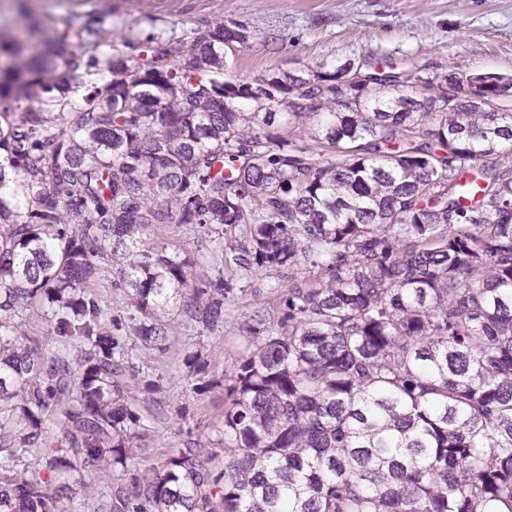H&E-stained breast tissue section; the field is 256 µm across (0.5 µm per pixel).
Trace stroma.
Masks as SVG:
<instances>
[{"label":"stroma","mask_w":512,"mask_h":512,"mask_svg":"<svg viewBox=\"0 0 512 512\" xmlns=\"http://www.w3.org/2000/svg\"><path fill=\"white\" fill-rule=\"evenodd\" d=\"M97 17L116 36L130 29L145 35L199 18L245 24L254 39L248 48L226 56L229 74L244 81L271 71L305 74L362 56L389 57L422 75H512V0H0V32L15 37L24 36L33 18L54 30L68 20ZM150 238L193 255L202 277H214L224 265L208 238L188 226L156 224ZM117 281L105 264L91 285L105 310L102 327L107 331L130 311L129 291ZM260 303L273 312L278 298L256 279L230 295L222 328L199 331L172 314L166 319V351L136 350L137 374L125 382L146 425L136 450L139 468L159 466L170 448L190 446L214 454L216 469H223L219 430L230 371L251 341L245 324ZM21 328L39 341L45 357L62 354L73 361L82 355L78 343L59 345L41 312L28 313ZM193 352L201 356L197 371L184 364ZM147 378L158 381L159 391L144 388Z\"/></svg>","instance_id":"1"}]
</instances>
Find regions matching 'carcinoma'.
<instances>
[{
  "instance_id": "cac0c4a2",
  "label": "carcinoma",
  "mask_w": 512,
  "mask_h": 512,
  "mask_svg": "<svg viewBox=\"0 0 512 512\" xmlns=\"http://www.w3.org/2000/svg\"><path fill=\"white\" fill-rule=\"evenodd\" d=\"M252 38L70 21L0 46V512H67L85 472L136 467L124 336L165 350L173 308L224 326L229 284L155 224L266 279L278 317L246 323L224 469L173 448L73 512H512V76L359 59L232 82L224 49ZM105 259L131 297L115 335L90 289ZM35 308L83 356L45 358L20 330ZM26 448L40 468L17 477ZM151 241L158 246L166 245H178L199 259L196 267L197 272L202 278H210L214 280V276L217 274L218 268L223 270L224 281L230 278L229 284L232 288H239L244 286V283H239L236 280V276L224 269V256H215L212 252V246L209 239L205 236H201L192 231L189 226L181 224H155L151 228L150 232Z\"/></svg>"
}]
</instances>
